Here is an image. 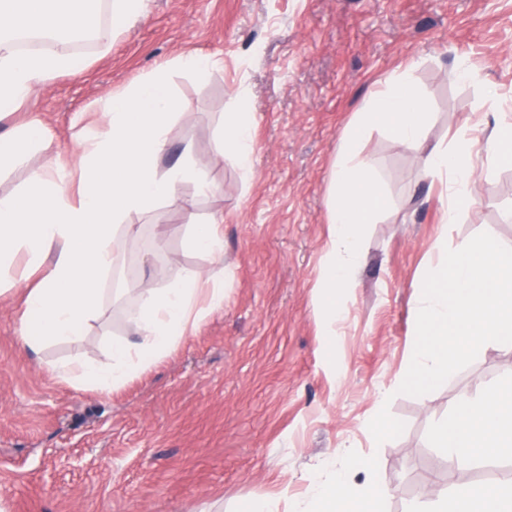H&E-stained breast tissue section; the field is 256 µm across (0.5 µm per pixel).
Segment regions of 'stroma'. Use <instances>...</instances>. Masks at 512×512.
I'll list each match as a JSON object with an SVG mask.
<instances>
[{"mask_svg":"<svg viewBox=\"0 0 512 512\" xmlns=\"http://www.w3.org/2000/svg\"><path fill=\"white\" fill-rule=\"evenodd\" d=\"M79 71L42 89L11 122L40 120L49 154L97 118L96 103L160 61L219 60L207 80L175 70L190 108L173 124L166 163L184 148L208 162L218 197L181 186L187 207L140 221L108 283L100 316L39 351L18 334L22 289L0 296V512H237L274 497L291 512L329 456L370 458L392 493L382 512L512 475L500 460L457 468L431 434L458 400L512 377V345L490 342L437 390L398 394L416 333V297L445 248L488 232L512 247V165L476 123L512 108V0H148L145 13L99 56L77 49ZM414 63L427 101L428 143L470 130L474 198L445 223L446 187L420 157L374 127L360 158L387 206L365 227L366 258L340 288L341 323L317 309L327 255L326 201L341 139L370 90ZM475 72L459 79L460 66ZM255 116V163L244 176L216 154L227 112ZM224 217V305L115 389L66 380L52 368L112 363L117 340L137 343L128 313L174 280L208 269L189 245L193 225ZM336 330V346L326 334ZM405 424L376 444L366 424L382 407Z\"/></svg>","mask_w":512,"mask_h":512,"instance_id":"35a3bbf8","label":"stroma"}]
</instances>
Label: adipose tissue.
I'll return each mask as SVG.
<instances>
[{
	"label": "adipose tissue",
	"mask_w": 512,
	"mask_h": 512,
	"mask_svg": "<svg viewBox=\"0 0 512 512\" xmlns=\"http://www.w3.org/2000/svg\"><path fill=\"white\" fill-rule=\"evenodd\" d=\"M146 4L112 0L111 21L102 29L95 0H0V114H12L39 89L76 68L71 54L63 51L17 52L14 33L73 38L92 31L106 51L114 37L143 15ZM214 66L213 59L195 54L159 64L102 100L98 121L40 166H30L29 161L51 141L44 124L31 119L0 128V173L26 172L20 192L0 194V290H25L19 333L26 345L78 336L98 317L103 285L122 259L127 238L137 232L138 218L178 203L177 192L187 182L194 183L200 195H219L207 164L192 155L167 166L162 163L172 125L188 114L186 103L171 90V70L203 80ZM411 73V67H404L369 93L332 174L327 199L332 234L317 302L323 312L336 317L343 313L336 290L354 285L365 259L364 226L386 206L381 182L357 160L358 145L370 128L384 127L398 145L420 152L431 181L446 184L445 223H457L471 201V139L464 132L454 147L428 145L430 114ZM252 123L251 114L232 112L217 129L247 175L254 167ZM20 257L25 267L17 266ZM221 278V273L209 270L152 290L129 314L140 338L137 345L113 342L110 367L65 364L56 367V374L103 390L121 386L196 330L208 310L223 305L224 291L217 286ZM432 438L463 469L483 458L512 457V381L483 398L459 401L452 422L437 426ZM351 467L371 471L370 482L350 485L346 472ZM372 467L368 459L352 458L344 466L328 461L296 512H378L389 489ZM406 512H512V480L497 484L489 494L472 485L430 506L415 500Z\"/></svg>",
	"instance_id": "obj_1"
}]
</instances>
